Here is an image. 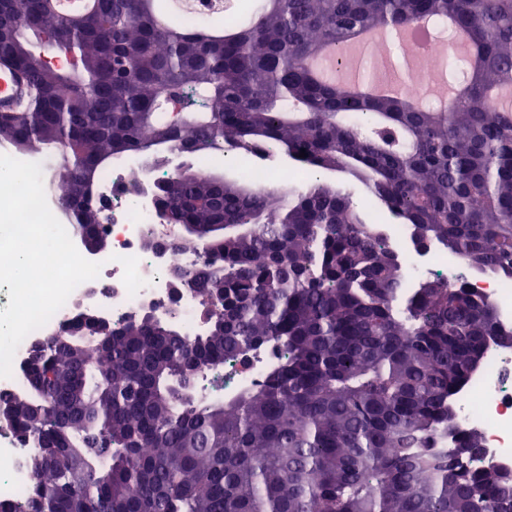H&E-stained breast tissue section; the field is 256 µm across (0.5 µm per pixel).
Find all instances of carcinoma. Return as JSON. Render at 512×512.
Returning <instances> with one entry per match:
<instances>
[{"mask_svg":"<svg viewBox=\"0 0 512 512\" xmlns=\"http://www.w3.org/2000/svg\"><path fill=\"white\" fill-rule=\"evenodd\" d=\"M81 20L51 0H0V67L31 98L0 113V145L60 157L55 200L81 236L105 242L96 189L136 152L258 153L345 172L372 201L480 273L512 279V0H259L209 37L162 0H95ZM452 19L445 105L372 98L322 81L310 63L346 54L362 31ZM58 42L69 69L34 67L30 36ZM382 55L360 62L362 81ZM306 157H299L300 150ZM155 203L191 229L203 266L175 267L209 316L187 341L133 313L94 349L47 340L0 395L31 440L36 486L0 512H512V481L472 466L480 447L455 430L453 391L491 343L512 345L493 303L465 284L424 279L408 292L400 257L345 191L312 179L280 194L199 172L156 181ZM270 354L224 401L190 390L247 351Z\"/></svg>","mask_w":512,"mask_h":512,"instance_id":"obj_1","label":"carcinoma"}]
</instances>
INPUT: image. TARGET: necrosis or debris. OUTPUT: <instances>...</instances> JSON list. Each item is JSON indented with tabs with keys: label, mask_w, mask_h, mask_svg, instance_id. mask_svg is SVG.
I'll use <instances>...</instances> for the list:
<instances>
[{
	"label": "necrosis or debris",
	"mask_w": 512,
	"mask_h": 512,
	"mask_svg": "<svg viewBox=\"0 0 512 512\" xmlns=\"http://www.w3.org/2000/svg\"><path fill=\"white\" fill-rule=\"evenodd\" d=\"M253 185L273 189L279 185H300L306 173L282 164L267 154L251 160ZM128 167L118 163L102 176L100 190L111 192V218L106 226L112 247L104 253L91 254V261L101 269L94 279L78 285L66 303L33 338H45L60 323L85 312L120 320L127 315L154 307L157 312L174 310L175 321L185 337L201 332L199 298L190 288L172 290L169 272L175 266H194L203 260L201 251L176 247L164 255L144 248L148 232L174 235L173 226L160 225L157 208L150 191L131 193ZM380 231L391 250L402 258V274L406 287L418 281L443 275L449 285L465 280L467 285L491 300L497 307L505 327H512V280L500 277L461 278L462 261H449L438 246L416 249L410 230L404 224H384ZM455 420L463 431L477 432L481 448L475 467L497 472L512 468V346L491 344L480 370L471 384L451 398ZM31 451L28 443L9 427H0V501L9 502L32 491L33 479L27 468Z\"/></svg>",
	"instance_id": "4bbe7bcc"
}]
</instances>
